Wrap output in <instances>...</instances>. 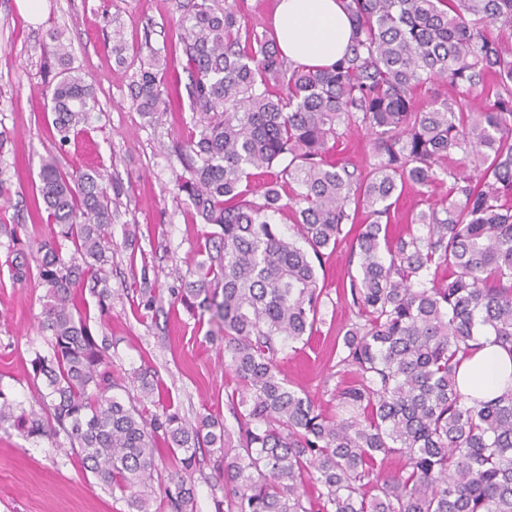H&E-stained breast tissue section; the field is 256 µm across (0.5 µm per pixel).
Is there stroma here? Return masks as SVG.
<instances>
[{
    "instance_id": "1",
    "label": "stroma",
    "mask_w": 512,
    "mask_h": 512,
    "mask_svg": "<svg viewBox=\"0 0 512 512\" xmlns=\"http://www.w3.org/2000/svg\"><path fill=\"white\" fill-rule=\"evenodd\" d=\"M40 23L29 22L16 0H0V130L11 143L4 158L11 199L0 200V223L14 228L20 243L49 237L51 227L30 218L29 201L38 189L39 158L57 154L71 171L107 170L115 184L112 197V290L108 311L82 292L81 308L118 345L116 373L148 364L188 420L220 416L235 420L227 396L235 387L224 365V346L208 335V318L189 315L174 303V271L193 270L201 224L186 204L177 203L176 176L182 168L170 154L171 141L188 137L194 126L189 110L164 113L151 121L132 104L130 83L140 57L170 52L181 12L177 0H44ZM121 26L127 62L112 54V29ZM58 31L71 50V66L91 82L97 106L88 130L65 146L52 136V114L39 94L46 60L42 47ZM8 238L0 232V389L32 404L29 377L35 352L45 351L39 326L46 290L36 279L14 281ZM146 268L148 284L162 299L154 313L140 304L132 271ZM357 267L348 244L326 249L318 274L329 297L318 337L302 350L280 356L283 374L325 409H334L336 336L356 319L349 299L337 294ZM0 512H128L124 500L89 472L81 470L51 441L26 440L10 426L0 427Z\"/></svg>"
}]
</instances>
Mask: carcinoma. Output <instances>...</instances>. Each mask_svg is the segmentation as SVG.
I'll return each instance as SVG.
<instances>
[{
  "label": "carcinoma",
  "instance_id": "carcinoma-1",
  "mask_svg": "<svg viewBox=\"0 0 512 512\" xmlns=\"http://www.w3.org/2000/svg\"><path fill=\"white\" fill-rule=\"evenodd\" d=\"M353 36L328 66L288 60L272 30L245 21V0H191L177 44L195 132L176 140L178 195L203 224L196 279L177 277L174 301L209 314L224 337L236 386L237 430L215 416L188 422L143 364L113 373L116 342L77 309L87 288L105 308L114 240L101 171L40 160L31 208L53 225L31 265L12 242V275L46 288L48 352L30 361L40 411L0 389V425L34 441L64 436L74 464L120 494L129 512L195 502L193 472L212 456L224 476L215 512H512V386L478 401L456 381L487 336L512 354V0H342ZM58 63L41 93L59 144L82 131L94 88L68 67L67 44L48 33ZM170 58L139 60L137 109L157 115ZM444 80L455 94L432 98ZM373 137L365 175L333 160L350 128ZM479 172L448 165L451 155ZM270 176L253 198L251 171ZM448 185L432 200L430 188ZM407 188L421 209L397 232L390 211ZM289 211L284 232L275 216ZM363 224L350 250L358 321L342 336L336 414L294 388L278 367L286 346L323 324L327 292L315 262ZM164 444L179 476L160 485ZM400 468L382 475L387 459Z\"/></svg>",
  "mask_w": 512,
  "mask_h": 512
}]
</instances>
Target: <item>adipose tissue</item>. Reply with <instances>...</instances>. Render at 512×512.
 <instances>
[{"label":"adipose tissue","mask_w":512,"mask_h":512,"mask_svg":"<svg viewBox=\"0 0 512 512\" xmlns=\"http://www.w3.org/2000/svg\"><path fill=\"white\" fill-rule=\"evenodd\" d=\"M273 26L282 51L291 61L326 66L341 57L352 26L341 0H278ZM460 390L475 398L487 397L512 385V354L487 343L458 370Z\"/></svg>","instance_id":"obj_1"}]
</instances>
